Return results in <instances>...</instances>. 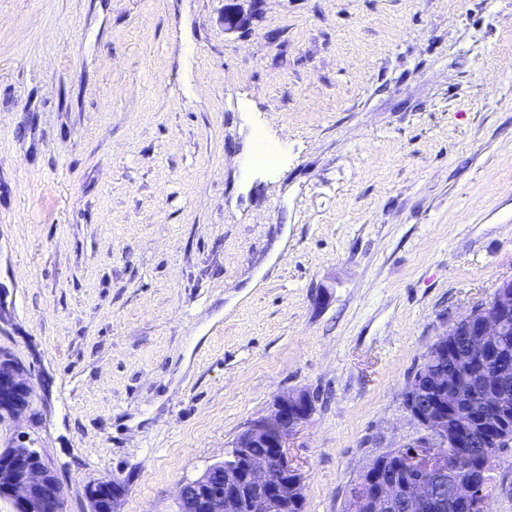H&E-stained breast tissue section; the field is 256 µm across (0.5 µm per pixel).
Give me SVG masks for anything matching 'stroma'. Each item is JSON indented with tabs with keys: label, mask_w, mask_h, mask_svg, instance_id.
Returning <instances> with one entry per match:
<instances>
[{
	"label": "stroma",
	"mask_w": 512,
	"mask_h": 512,
	"mask_svg": "<svg viewBox=\"0 0 512 512\" xmlns=\"http://www.w3.org/2000/svg\"><path fill=\"white\" fill-rule=\"evenodd\" d=\"M0 0V349L62 512H177L274 399L305 512L418 435L403 392L512 277V0ZM265 139L271 169L250 153ZM512 512V447L490 465ZM34 404L25 365L12 353L0 350V418L16 420L30 416ZM115 487L116 482L112 479L98 481L87 490L89 512H116V505L122 496H118L113 489L112 495L109 489Z\"/></svg>",
	"instance_id": "stroma-1"
}]
</instances>
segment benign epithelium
I'll return each instance as SVG.
<instances>
[{
  "mask_svg": "<svg viewBox=\"0 0 512 512\" xmlns=\"http://www.w3.org/2000/svg\"><path fill=\"white\" fill-rule=\"evenodd\" d=\"M247 17L236 0L224 7V26L242 28ZM458 346L447 348L444 338L432 349L431 357L447 362L443 368L422 365L408 380L404 408L420 429L407 444L386 452L394 467L408 464L405 450L421 460L422 475L407 482L381 476L384 466L368 468L360 482L370 488L351 493L349 512H488L484 482L492 455L484 452L468 465V474L450 459V450L463 445L466 437L488 423L504 420L512 406V373L495 359V341L512 331V279L497 287L491 300L473 307L449 325ZM482 367L486 392L472 400L470 384ZM34 394L26 367L10 352L0 350V418L16 420L34 411ZM313 399L308 391L296 390L277 397L269 411L254 420L238 436L240 462L218 463L224 477L212 479L209 471L190 481L192 512H241V492L256 498L257 507L288 512V497L303 487V476L288 455L290 440L310 420ZM262 446L270 453L255 456L249 449ZM116 482L106 479L87 490L89 512H116L120 500L109 494ZM60 484L44 458L38 440L20 432L5 449H0V500L12 503L13 512H61ZM448 488V495L440 491Z\"/></svg>",
  "mask_w": 512,
  "mask_h": 512,
  "instance_id": "7a95c632",
  "label": "benign epithelium"
}]
</instances>
